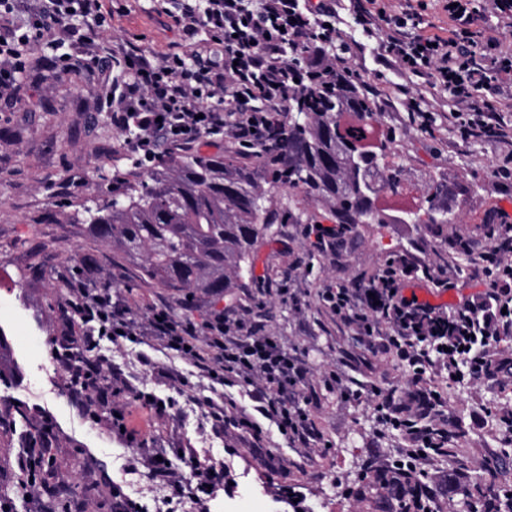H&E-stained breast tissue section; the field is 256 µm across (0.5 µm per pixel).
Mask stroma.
<instances>
[{
    "label": "stroma",
    "instance_id": "1",
    "mask_svg": "<svg viewBox=\"0 0 512 512\" xmlns=\"http://www.w3.org/2000/svg\"><path fill=\"white\" fill-rule=\"evenodd\" d=\"M112 11L105 45L130 41L165 52L180 40L159 0H112ZM339 26L368 81L394 93L399 78L380 61L378 38L355 25L348 0L341 4ZM30 73L34 86L0 104V375L7 377L19 408L49 424L51 471L71 477L75 498L96 503L98 512H113L110 491L116 485L144 512H154L152 483L128 471L138 449H167L170 463L180 469L179 449L192 448L224 465V494L209 502V512H385L370 485L401 459L407 442L399 431L382 429L376 404L364 389L372 384L408 388L410 371L388 355L357 345L317 294L352 279H368L386 259L421 245L425 261L448 265L458 286L442 291L421 284L415 288L418 296L451 306L472 293L471 259L454 243L474 238L492 213L512 200L493 175L512 155V146L484 138L461 140L450 119L452 101L439 91L427 95L433 114L428 133L410 125L401 102L393 101L381 115L383 127L396 132L393 162L410 188L443 176L460 189L458 222L398 223L412 199L391 197L380 206L394 216V223L359 225L338 256L319 252L301 223L290 221L279 236L257 243L256 277L237 289L235 302L248 306L251 321L265 333L305 351L314 377L337 371L345 387L360 394L359 400L347 401L340 392H320L312 413L328 445L325 455L309 457L288 447L274 429L269 432L275 445L271 453L215 436L192 402L211 394L207 380L196 377L186 395L151 386L169 408L162 415L135 412L139 435L131 443L95 423L90 412L72 402L65 379L48 380L40 367L52 360L44 338L53 342L68 331L59 310L63 297L54 286L74 282L85 262L100 265L98 285L117 288L138 304L171 300L165 289L144 283L137 266L113 261L111 244L90 236L84 227L85 205L111 199L114 175L134 183L150 164L124 146L122 133L102 110L94 77L38 64ZM298 258L310 270L300 283L301 302L296 305L281 289L289 265ZM171 302L176 314L200 327L225 305L221 299ZM443 395L449 421L463 431L457 455L470 475H481L490 462L512 453V430L502 424L500 414L501 407L512 405V380L474 385L462 378L444 383ZM454 469L440 456L426 468L424 482L438 512H461L462 491L450 482Z\"/></svg>",
    "mask_w": 512,
    "mask_h": 512
}]
</instances>
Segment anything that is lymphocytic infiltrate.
<instances>
[{
	"mask_svg": "<svg viewBox=\"0 0 512 512\" xmlns=\"http://www.w3.org/2000/svg\"><path fill=\"white\" fill-rule=\"evenodd\" d=\"M174 22L185 49L165 53L133 43L106 50L101 36L112 25L104 0H0V101L20 88L34 49L56 52L60 71L84 69L97 75L112 113L125 132L126 146L145 159L203 142L227 141L242 151L270 141L312 84L315 76L342 75L368 89L350 49L330 53L342 40L338 0H172ZM448 28L429 31L421 12H393L383 0H357L354 19L366 33L381 32V58L400 74L423 79L426 87L447 91L454 101L451 120L461 138L487 136L512 140V127L500 118L498 102L487 98L512 90V48L497 28L481 25L482 14L512 26V0H485L476 12L471 0H445ZM477 242L471 276L481 290L453 307L406 295L411 280L450 289L447 269H432L409 255L387 260L365 281L323 289L319 301L349 328L367 349H380L407 364L413 389L406 400L373 389L383 420L405 432L410 462L422 447H443L447 429H421L414 422L442 406L441 381L456 379L468 366L478 384L504 373L512 377V358L497 345L512 335V215L500 211ZM95 263H86L73 305L80 327L75 338L90 374L107 380L104 423L127 426L114 399L129 390L120 368L102 355L101 340L145 345L138 361L155 382L184 392L187 378L160 364L153 348L171 351L189 362L198 377L220 386H242L248 417L227 412L206 399L203 405L214 433L233 431L241 442L264 444L263 422L275 424L291 447L318 453L322 435L310 406L318 388L339 389L343 379L329 372L313 379L304 354L261 333L246 310L228 305L213 312L205 328L174 316L166 301L152 303L138 319L132 303L116 300L108 288L95 287ZM157 450L143 448L138 464L146 478L162 483L171 497H183L188 485L213 498L224 489L223 471L201 462L194 449L183 451L185 470L158 461Z\"/></svg>",
	"mask_w": 512,
	"mask_h": 512,
	"instance_id": "f902f5d3",
	"label": "lymphocytic infiltrate"
}]
</instances>
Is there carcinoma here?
Returning a JSON list of instances; mask_svg holds the SVG:
<instances>
[{
    "label": "carcinoma",
    "instance_id": "carcinoma-1",
    "mask_svg": "<svg viewBox=\"0 0 512 512\" xmlns=\"http://www.w3.org/2000/svg\"><path fill=\"white\" fill-rule=\"evenodd\" d=\"M300 121H284L273 146L259 147L251 165L221 153L196 151L171 157L124 194L86 208L87 230L112 243V253L139 265L142 279L185 296L213 299L242 287L241 273L253 274L258 240L278 232L286 212L277 208L263 185L286 187L321 202L336 223L354 230L359 224H383L378 200L397 195L400 170L389 165L392 139L380 133V119L357 87L336 78V88L319 90L298 111ZM458 193L433 178L419 189L408 224H454ZM25 429L23 447L33 464L28 476L41 477L38 452L49 435L46 425L26 420L19 410L9 431ZM499 463L488 464L481 480L465 486L466 512H493L484 493ZM423 474L410 470L381 480L397 494L399 512H426L420 495ZM72 501L50 494L40 512H70Z\"/></svg>",
    "mask_w": 512,
    "mask_h": 512
}]
</instances>
